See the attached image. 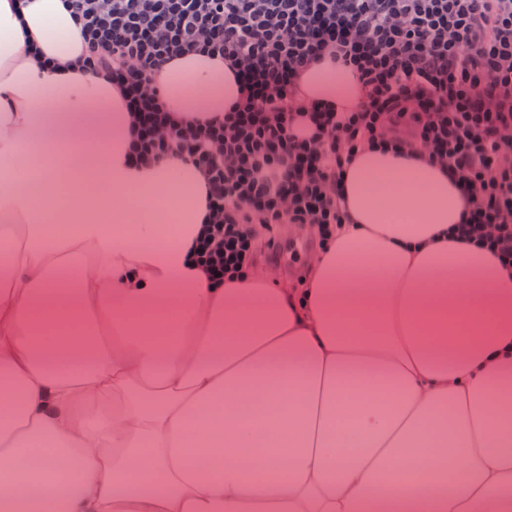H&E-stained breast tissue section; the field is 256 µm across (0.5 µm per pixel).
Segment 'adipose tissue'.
<instances>
[{"label": "adipose tissue", "instance_id": "obj_1", "mask_svg": "<svg viewBox=\"0 0 512 512\" xmlns=\"http://www.w3.org/2000/svg\"><path fill=\"white\" fill-rule=\"evenodd\" d=\"M80 31L0 0V512H512V272L450 239L447 170L362 150L307 279L215 282L203 171L131 160ZM157 80L176 127L238 96L203 55Z\"/></svg>", "mask_w": 512, "mask_h": 512}]
</instances>
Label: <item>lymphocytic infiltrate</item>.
Returning <instances> with one entry per match:
<instances>
[{
  "label": "lymphocytic infiltrate",
  "mask_w": 512,
  "mask_h": 512,
  "mask_svg": "<svg viewBox=\"0 0 512 512\" xmlns=\"http://www.w3.org/2000/svg\"><path fill=\"white\" fill-rule=\"evenodd\" d=\"M136 115L133 158L201 168L216 279L274 256L281 224L319 241L346 223L343 172L387 145L446 166L468 203L458 235L512 266V0H64ZM190 52L221 55L239 89L227 110L175 129L154 76ZM355 78V109L297 106L303 74ZM265 225L259 237L254 225Z\"/></svg>",
  "instance_id": "f902f5d3"
}]
</instances>
